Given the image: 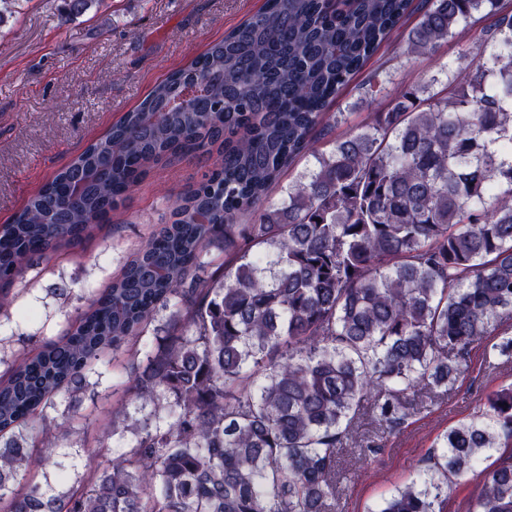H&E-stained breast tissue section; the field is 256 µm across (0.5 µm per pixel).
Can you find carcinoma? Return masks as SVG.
<instances>
[{
  "label": "carcinoma",
  "instance_id": "1",
  "mask_svg": "<svg viewBox=\"0 0 512 512\" xmlns=\"http://www.w3.org/2000/svg\"><path fill=\"white\" fill-rule=\"evenodd\" d=\"M97 0H64L65 19ZM492 52L425 96L402 93L331 135L328 106L403 22L406 54L471 25ZM512 11L500 0H265L157 83L0 226V313L36 259L93 237L148 164L211 155L203 180L67 331L5 356L0 512H333L336 469L375 454L468 367L512 352ZM316 169L269 205L288 167ZM219 260L203 261L211 248ZM212 267L208 275L200 267ZM167 344L143 338L159 312ZM144 356L112 412L123 447L84 471L46 469L92 366ZM68 401L58 417L48 410ZM495 460L482 463L490 457ZM479 471L465 512H512V383L441 435L428 466L377 512H443L451 478Z\"/></svg>",
  "mask_w": 512,
  "mask_h": 512
}]
</instances>
